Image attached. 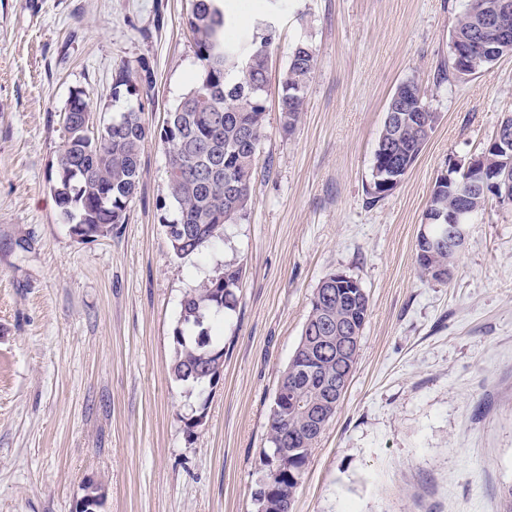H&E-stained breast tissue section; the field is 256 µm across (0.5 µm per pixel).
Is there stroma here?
I'll use <instances>...</instances> for the list:
<instances>
[{
  "label": "stroma",
  "mask_w": 512,
  "mask_h": 512,
  "mask_svg": "<svg viewBox=\"0 0 512 512\" xmlns=\"http://www.w3.org/2000/svg\"><path fill=\"white\" fill-rule=\"evenodd\" d=\"M466 0H227L268 20L267 116L253 203L223 241L177 258V204L149 138L127 223L77 240L48 176L73 92L109 120L119 67L147 59L159 130L198 75L189 0H0V512H257L268 417L310 298L333 271L370 299L355 370L292 512H505L512 486V203L489 198L450 278L415 247L435 180L480 155L512 114V54L442 79ZM316 66L294 132L279 97L293 45ZM419 84L438 121L405 181L367 192L389 97ZM245 275L224 315V382L171 377L185 291L226 263ZM206 408L203 425L188 419Z\"/></svg>",
  "instance_id": "obj_1"
}]
</instances>
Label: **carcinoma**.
<instances>
[{"label": "carcinoma", "instance_id": "obj_1", "mask_svg": "<svg viewBox=\"0 0 512 512\" xmlns=\"http://www.w3.org/2000/svg\"><path fill=\"white\" fill-rule=\"evenodd\" d=\"M494 0H467L459 14L453 37H471L477 7ZM199 74L178 105L167 113L160 140L169 156L168 186L177 203L171 223L180 228L181 256L186 257L223 239L224 226L242 218L252 202L256 154L264 132L269 55L278 39L275 26L260 21L251 29L230 34L226 29L224 0H190L187 15ZM467 56L451 52L448 70L441 76H466ZM315 68V54L298 42L289 56L282 78V127L291 132L300 119L307 84ZM153 72L145 59L133 68L123 65L114 79V95L148 94ZM82 108L69 114L65 139L48 178L60 214L72 226L94 238L128 220V209L142 180L141 154L150 134L143 108L119 113L117 124L89 127L92 112L82 92ZM436 115L424 101L418 85L400 83L386 107V116L374 152L373 167L391 166L406 177L434 130ZM444 197L447 209L464 203L448 184L435 182L428 205ZM431 235L439 240L438 263L448 267V225L434 224ZM243 269L228 263L218 268L201 287L183 297L179 326L174 332L175 356L169 370L178 382L212 386L211 365L219 346L213 344L209 320L237 305ZM319 301L310 310L299 343L282 371L294 382L298 401L280 411H270L269 442L285 452L278 487L283 498H293L300 486L296 476L307 469L319 436L311 432L317 410L338 408L336 380L352 376L359 347L349 339L351 328L363 331L369 316L368 294L351 285H338L334 273ZM338 336L329 350L319 337ZM81 498L83 512H99L104 503L101 488L93 482Z\"/></svg>", "mask_w": 512, "mask_h": 512}]
</instances>
